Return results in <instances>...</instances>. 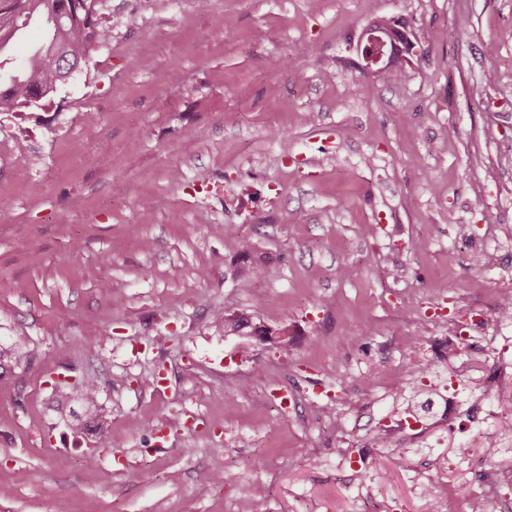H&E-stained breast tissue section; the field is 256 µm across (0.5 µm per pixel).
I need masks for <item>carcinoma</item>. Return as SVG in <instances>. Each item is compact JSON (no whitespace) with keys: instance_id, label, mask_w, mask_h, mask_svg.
<instances>
[{"instance_id":"cac0c4a2","label":"carcinoma","mask_w":512,"mask_h":512,"mask_svg":"<svg viewBox=\"0 0 512 512\" xmlns=\"http://www.w3.org/2000/svg\"><path fill=\"white\" fill-rule=\"evenodd\" d=\"M26 17H43L49 25L44 41L22 61L21 69L12 82L0 84V112H12L30 107L57 90L68 80L64 60L81 61L93 43L109 41L111 32L100 25L96 0H0V52L14 38V25ZM216 322L224 326V335H236L249 329L247 335H265V328L251 326L243 316H232L222 310L213 313ZM71 395L82 401L86 412L96 410L97 387L75 385ZM436 396V386L411 383L404 412L419 420L420 412L430 408Z\"/></svg>"}]
</instances>
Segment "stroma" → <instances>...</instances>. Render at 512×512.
Instances as JSON below:
<instances>
[{
    "label": "stroma",
    "instance_id": "obj_1",
    "mask_svg": "<svg viewBox=\"0 0 512 512\" xmlns=\"http://www.w3.org/2000/svg\"><path fill=\"white\" fill-rule=\"evenodd\" d=\"M97 11L110 40L0 112V343L26 352L0 376V512H468L481 470L500 512L512 448L482 446L512 365L478 424L423 430L425 463L394 424L407 380L480 382L457 345L512 296V0ZM377 17L414 44L402 80L365 66ZM218 308L295 340L225 335Z\"/></svg>",
    "mask_w": 512,
    "mask_h": 512
}]
</instances>
